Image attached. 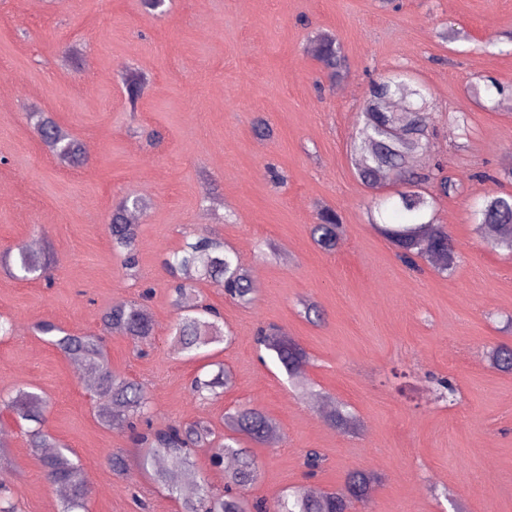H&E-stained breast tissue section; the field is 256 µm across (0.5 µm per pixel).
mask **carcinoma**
Masks as SVG:
<instances>
[{
  "label": "carcinoma",
  "mask_w": 512,
  "mask_h": 512,
  "mask_svg": "<svg viewBox=\"0 0 512 512\" xmlns=\"http://www.w3.org/2000/svg\"><path fill=\"white\" fill-rule=\"evenodd\" d=\"M314 44L317 60L329 78L343 79L347 71L338 39L319 33L314 37ZM405 88V82L397 77L381 78L370 84L360 127L352 141L351 159L358 179L367 188L380 189L381 179L387 175L408 185V190L399 193L394 202L388 196H378L377 206L389 203L401 216L400 223L385 225L380 231L394 244L398 257L405 264L417 267L423 261L444 273L452 270L454 264L452 240L445 226L428 215L432 201L421 190V185L431 182L442 195L448 196L458 191V184L446 175L439 162L434 163L426 174L409 168V159L430 145L433 131L427 123L423 105L414 102L411 95L404 94ZM397 101L403 103L399 112L393 110ZM28 119L57 160L70 163L82 156L77 139L52 117L44 112H30ZM145 209L146 201L141 198L122 199L113 206L108 224L112 250L122 255L123 268L129 276L137 273L139 229L130 217ZM475 224L477 233L491 247L512 254V194H492L485 198L475 213ZM341 228L338 214L323 208L318 213V222L311 227V235L321 248L333 251L341 239ZM162 264L172 278L173 291L179 302L196 281H206L224 289L227 296L241 304L252 302L254 285L249 265L225 247L224 240L215 234H197L185 240L179 249L166 254ZM9 265L16 279H50V260L44 253L20 248L9 260ZM179 309L181 315L174 327V339L189 356L195 357L201 349L228 339L219 325L220 314L213 308L195 304L181 305ZM101 322L104 328L129 336L137 345L149 344L153 336L152 316L142 301H130L103 311ZM38 332L68 358L81 363L93 376L95 392L109 401L100 412L102 423L110 426L118 420L133 431L139 445V467L144 471L152 470L155 482L179 496L183 512H249L246 499L213 495L194 470L190 454L209 444V427L200 423L154 427L143 385L108 369L102 337L73 334L49 322L40 324ZM257 343L272 353L290 378L302 372L308 362L306 351L276 326L259 328ZM489 355L495 368L512 373V346L497 345ZM231 386L230 375L221 367L207 379L194 378L190 391L194 396H201ZM45 404L40 393L23 389L6 399L0 397V407L10 411L16 420L33 423L27 430L29 447L53 449L43 457V465L48 480L66 492L62 512H85L87 489L82 468L71 458L70 448L43 430ZM224 428V437L214 446L213 463L221 465L224 459H233L235 467L225 473V484L238 489L249 487L258 476L259 462L242 446V441L264 444L276 434L277 425L261 409L241 405L225 414ZM379 481L373 472L355 471L349 474L342 489L311 495L299 488L292 494V501L278 503L270 512H352L354 504H365L371 499Z\"/></svg>",
  "instance_id": "carcinoma-1"
}]
</instances>
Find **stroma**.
<instances>
[{"label": "stroma", "instance_id": "1", "mask_svg": "<svg viewBox=\"0 0 512 512\" xmlns=\"http://www.w3.org/2000/svg\"><path fill=\"white\" fill-rule=\"evenodd\" d=\"M334 34L348 76L331 82L312 51L314 32ZM512 0H0V253L37 242L52 252L51 280L20 281L0 264V395L25 389L48 402L43 428L73 451L89 512H182L179 500L138 468L124 477L109 458H134L132 432L98 419L84 371L36 334L49 321L78 335L104 334L111 370L146 387L154 424L204 421L254 404L273 418L275 442L255 448L260 471L244 492L274 503L294 487L342 488L364 469L382 481L354 512H512V374L491 364V346H512V256L474 231L485 196L512 193ZM148 82L130 102V71ZM404 74L422 90L436 134L413 169L442 161L461 185L437 197L455 265L441 276L412 269L379 231L372 193L360 184L350 140L372 78ZM51 115L81 143L84 159L60 164L26 119ZM272 127L255 135L254 116ZM162 139L147 145L143 131ZM127 196L149 206L139 220L138 273L128 277L107 224ZM344 224L335 251L310 236L319 207ZM395 223L394 210L379 215ZM213 233L261 280L243 306L209 283L193 301L215 307L233 332L191 360L171 335L178 308L163 256L186 235ZM149 293L154 338L137 352L103 331L105 308ZM314 301L321 321L305 318ZM280 327L307 352L297 382L256 341ZM233 385L190 394L205 363ZM450 379L457 402L438 397ZM342 403L359 426L321 415ZM18 512H61L41 454L0 411V448ZM322 468L307 476L304 456Z\"/></svg>", "mask_w": 512, "mask_h": 512}]
</instances>
